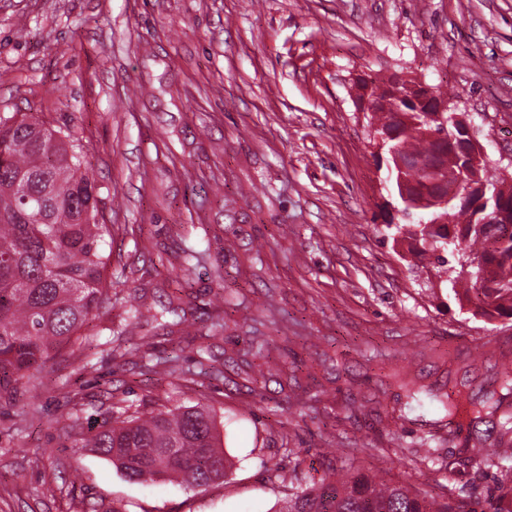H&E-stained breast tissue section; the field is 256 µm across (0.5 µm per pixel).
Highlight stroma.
<instances>
[{
  "label": "stroma",
  "mask_w": 512,
  "mask_h": 512,
  "mask_svg": "<svg viewBox=\"0 0 512 512\" xmlns=\"http://www.w3.org/2000/svg\"><path fill=\"white\" fill-rule=\"evenodd\" d=\"M366 79L440 88L512 173V0H0V115L79 138L112 227L86 343L0 391V512H274L349 467L512 512L498 421L386 416L396 371L492 391L512 316L475 315L390 234ZM171 301L184 324L131 316ZM119 401L215 408L231 474L128 481L81 441Z\"/></svg>",
  "instance_id": "obj_1"
}]
</instances>
